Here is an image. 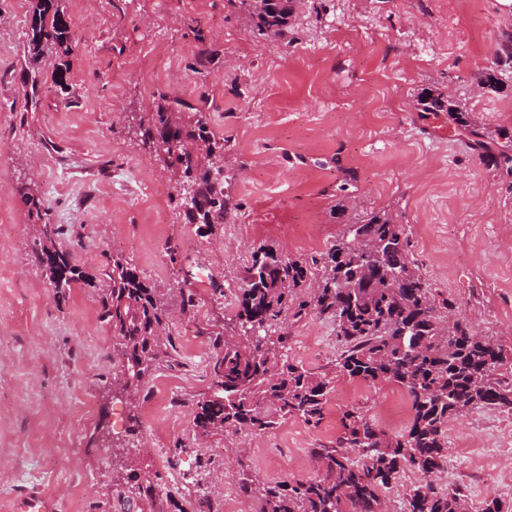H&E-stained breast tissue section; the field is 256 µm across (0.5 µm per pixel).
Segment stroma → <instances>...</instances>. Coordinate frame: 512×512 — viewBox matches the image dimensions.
Instances as JSON below:
<instances>
[{
	"label": "stroma",
	"instance_id": "35a3bbf8",
	"mask_svg": "<svg viewBox=\"0 0 512 512\" xmlns=\"http://www.w3.org/2000/svg\"><path fill=\"white\" fill-rule=\"evenodd\" d=\"M35 0H0V512L35 489L57 512H127L133 481L117 478L103 441L122 444L138 417L141 478L172 499L144 512H178L195 485L213 512H260L243 476L269 482L320 473L314 448L343 431L356 407L390 433L411 418L396 385L337 378L323 421H281L263 435L230 432L198 442L196 403L220 356L214 339L235 314L251 252L273 244L308 258L373 211L403 224L438 299L501 345L512 366V180L489 169L447 115L418 111L422 90L448 93L478 125L512 131V67L503 89L478 90L512 0H304L280 35H264L226 0H65L71 52L65 86L43 74L25 98V30ZM216 56L195 71L200 47ZM168 92L204 102L224 137V195L235 218L203 237L172 201L160 156L134 119ZM32 181L76 264L99 274L122 254L170 307L194 293L193 314L172 325V360L135 398L109 395L112 332L97 288L59 293L32 258V228L16 192ZM178 245L177 263L165 247ZM224 285L215 295L212 284ZM336 327L315 316L292 328L289 353L320 370L336 356ZM484 440L482 460L460 442ZM447 466L434 477L461 487L479 512L488 497L512 512V416L472 410L448 427ZM176 465H169V458ZM502 480H488L484 464Z\"/></svg>",
	"mask_w": 512,
	"mask_h": 512
}]
</instances>
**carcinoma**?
Returning <instances> with one entry per match:
<instances>
[{
  "label": "carcinoma",
  "instance_id": "cac0c4a2",
  "mask_svg": "<svg viewBox=\"0 0 512 512\" xmlns=\"http://www.w3.org/2000/svg\"><path fill=\"white\" fill-rule=\"evenodd\" d=\"M244 7L262 34L288 27L301 0H228ZM31 84L40 64L69 54L71 28L64 0H36L26 32ZM421 112H446L454 125L477 135L473 148L485 163L512 178V133L475 124L451 95L417 98ZM141 143L158 151L174 182L193 185L200 205L185 213L207 235L232 218L224 198V136L210 126L198 105L168 93L154 111L139 117ZM34 221L32 257L49 284L63 292L92 283L63 247V229L46 221L48 208L36 184L19 187ZM99 318L112 330V353L123 388L139 393L164 359L171 357L172 310L157 288L123 255L108 256L101 272ZM237 311L213 365L211 391L197 402L196 438L230 430L263 434L295 417L317 426L336 378L367 384L389 382L408 398V429L390 435L367 414H343L344 432L316 448L321 474L276 484L244 477L241 488L261 503V512H381L382 494L407 469L423 479L406 489L404 512H470L458 487L439 488L432 477L448 464V425L476 408L512 414V377L501 373V347L463 317L448 319L451 301L437 300L419 272L405 227L385 212H372L343 232L319 257L294 258L273 245L253 250L240 277ZM316 315L336 326L340 349L319 371L290 360V328ZM170 492L150 479L137 485L135 501L155 502Z\"/></svg>",
  "mask_w": 512,
  "mask_h": 512
}]
</instances>
